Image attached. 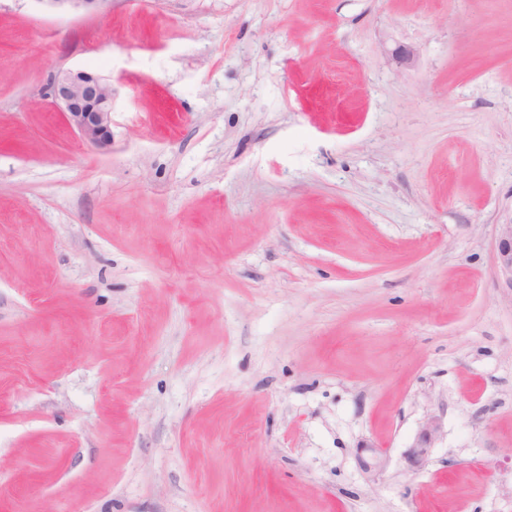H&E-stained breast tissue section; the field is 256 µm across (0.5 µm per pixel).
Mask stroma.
<instances>
[{"instance_id":"obj_1","label":"stroma","mask_w":512,"mask_h":512,"mask_svg":"<svg viewBox=\"0 0 512 512\" xmlns=\"http://www.w3.org/2000/svg\"><path fill=\"white\" fill-rule=\"evenodd\" d=\"M510 216L512 0H0V512H512ZM41 7L57 12H85L96 11L106 0H32ZM50 95L82 141L98 148L111 144L110 79L84 70L65 71L54 78ZM496 265L506 288L512 291V216L498 224L495 241ZM442 428L441 419L437 416L428 417L421 426L417 441L408 451V460L414 467L424 465L432 449V442Z\"/></svg>"}]
</instances>
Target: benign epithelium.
<instances>
[{
	"label": "benign epithelium",
	"mask_w": 512,
	"mask_h": 512,
	"mask_svg": "<svg viewBox=\"0 0 512 512\" xmlns=\"http://www.w3.org/2000/svg\"><path fill=\"white\" fill-rule=\"evenodd\" d=\"M41 7L57 12L90 13L107 0H34ZM50 95L52 103L64 113L68 124L80 139L94 147L111 144L112 81L84 70H69L54 78ZM496 265L505 286L512 289V218L497 225L495 241ZM442 428L441 419L428 417L421 426L417 441L408 451V460L414 467L424 465L432 449V442ZM370 460L362 461L366 473L376 475L386 464L384 451L371 449Z\"/></svg>",
	"instance_id": "obj_1"
}]
</instances>
